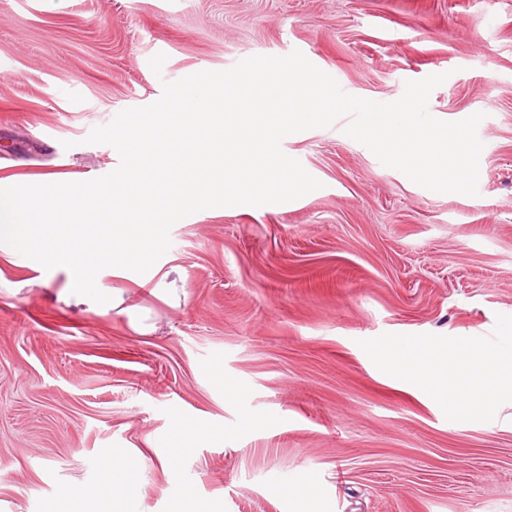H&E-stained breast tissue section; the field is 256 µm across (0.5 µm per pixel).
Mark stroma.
I'll list each match as a JSON object with an SVG mask.
<instances>
[{
    "label": "stroma",
    "mask_w": 512,
    "mask_h": 512,
    "mask_svg": "<svg viewBox=\"0 0 512 512\" xmlns=\"http://www.w3.org/2000/svg\"><path fill=\"white\" fill-rule=\"evenodd\" d=\"M295 50L382 103L446 74L428 111L483 113L478 196L384 166L347 116L289 135L321 188L178 221L151 268L177 301L130 270L98 280L147 334L0 252V512H54L116 455L137 465L130 512H512V395L448 405L386 352L512 369V0H0V177L106 175L120 159L93 128L164 83ZM180 423L211 436L171 452ZM303 479L317 502L280 495Z\"/></svg>",
    "instance_id": "35a3bbf8"
}]
</instances>
